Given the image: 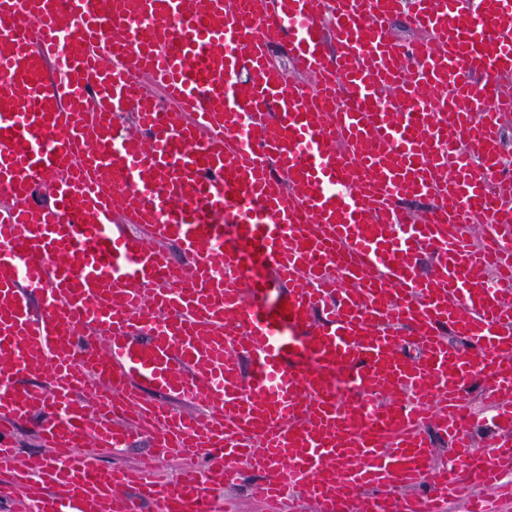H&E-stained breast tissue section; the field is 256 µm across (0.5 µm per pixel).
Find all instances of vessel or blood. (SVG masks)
Returning <instances> with one entry per match:
<instances>
[{
	"label": "vessel or blood",
	"instance_id": "obj_1",
	"mask_svg": "<svg viewBox=\"0 0 512 512\" xmlns=\"http://www.w3.org/2000/svg\"><path fill=\"white\" fill-rule=\"evenodd\" d=\"M402 16L412 41L392 32ZM504 75L512 0H0V503L511 498ZM35 366L39 392L22 383ZM477 378L494 427L480 444ZM37 414L52 455L18 458L14 430ZM428 425L457 467L436 464ZM137 436L203 463L174 481L99 466ZM242 460L259 480L243 484Z\"/></svg>",
	"mask_w": 512,
	"mask_h": 512
}]
</instances>
